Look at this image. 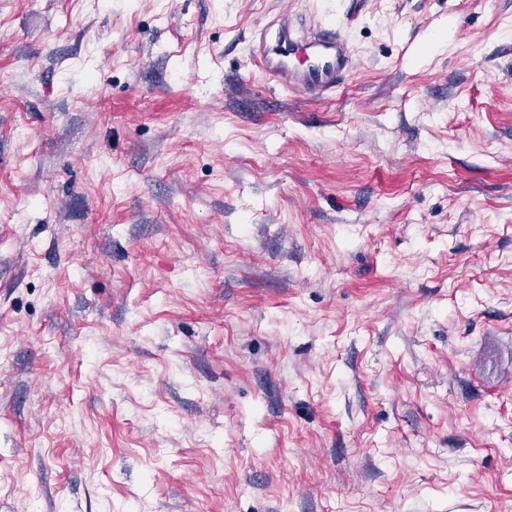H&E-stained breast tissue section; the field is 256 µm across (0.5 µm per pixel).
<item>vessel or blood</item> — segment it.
I'll list each match as a JSON object with an SVG mask.
<instances>
[{
  "mask_svg": "<svg viewBox=\"0 0 512 512\" xmlns=\"http://www.w3.org/2000/svg\"><path fill=\"white\" fill-rule=\"evenodd\" d=\"M282 88L320 99L333 92L354 67L349 44L333 26L304 33L289 12H282L274 34H261L250 53Z\"/></svg>",
  "mask_w": 512,
  "mask_h": 512,
  "instance_id": "b4317fda",
  "label": "vessel or blood"
}]
</instances>
